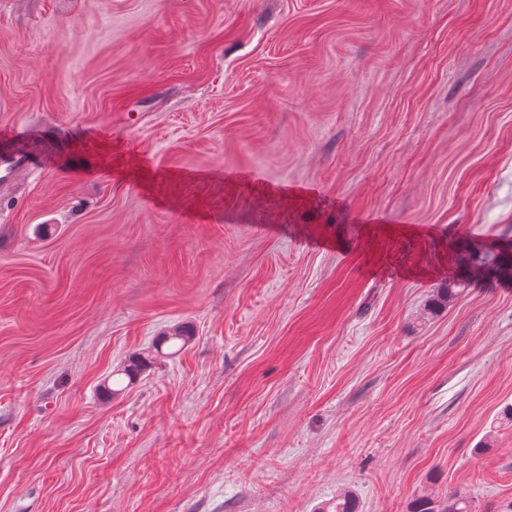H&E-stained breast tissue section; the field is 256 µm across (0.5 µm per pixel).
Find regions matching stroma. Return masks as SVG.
Segmentation results:
<instances>
[{"label":"stroma","instance_id":"obj_1","mask_svg":"<svg viewBox=\"0 0 512 512\" xmlns=\"http://www.w3.org/2000/svg\"><path fill=\"white\" fill-rule=\"evenodd\" d=\"M41 124L0 512L512 501V278L417 319L512 248V0H0V132ZM467 267L476 280H500L512 277V257L503 261L501 250L481 247L469 253ZM470 281V279H460L457 283H449L448 288H440L437 290L432 301L419 313V321L426 322L437 312L450 306L461 294L463 288L469 285Z\"/></svg>","mask_w":512,"mask_h":512}]
</instances>
